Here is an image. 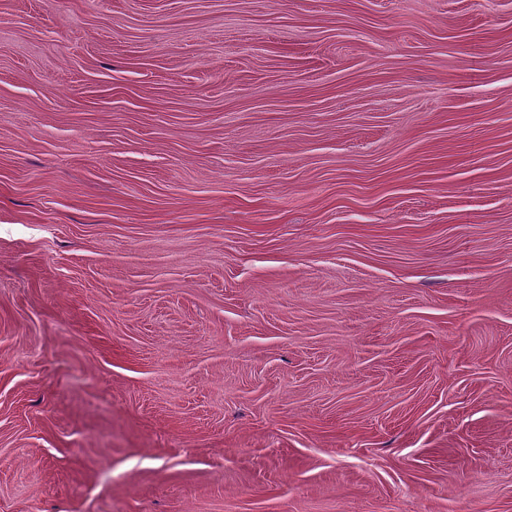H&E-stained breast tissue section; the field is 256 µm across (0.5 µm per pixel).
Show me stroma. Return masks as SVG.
Returning a JSON list of instances; mask_svg holds the SVG:
<instances>
[{"label": "stroma", "instance_id": "obj_1", "mask_svg": "<svg viewBox=\"0 0 512 512\" xmlns=\"http://www.w3.org/2000/svg\"><path fill=\"white\" fill-rule=\"evenodd\" d=\"M0 512H512V0H0Z\"/></svg>", "mask_w": 512, "mask_h": 512}]
</instances>
